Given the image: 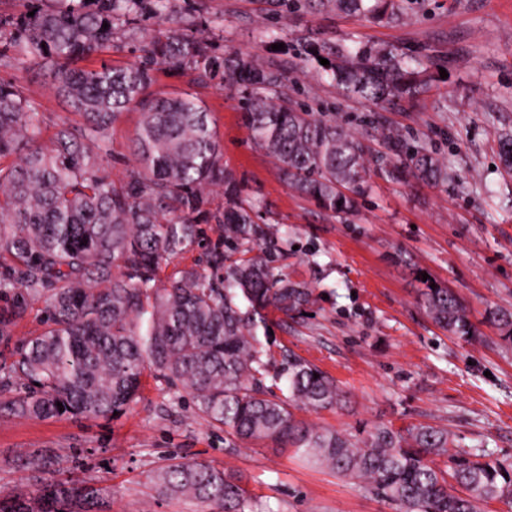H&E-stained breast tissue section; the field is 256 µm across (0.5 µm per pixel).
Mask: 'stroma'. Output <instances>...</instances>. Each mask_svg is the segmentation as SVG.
<instances>
[{
  "mask_svg": "<svg viewBox=\"0 0 512 512\" xmlns=\"http://www.w3.org/2000/svg\"><path fill=\"white\" fill-rule=\"evenodd\" d=\"M399 22L334 8L308 11L287 0H162L131 15L111 50L85 60L128 67L156 32L171 26L207 38L223 56L236 49L288 72L285 91L336 123L367 133L371 156L386 146L369 124L399 129L448 166L436 187L371 169L354 211L334 215L282 180L242 122L241 93L216 76L157 67L152 92H191L205 104L242 196L285 235L275 275L313 292L309 309L273 314L258 334L337 379L345 407L303 410L320 428L353 431L387 424L447 429L452 446L512 467V345L483 321L512 307V173L499 165L500 136L512 135V0H403ZM396 47L445 69L414 99L376 106L340 94L305 43ZM0 81L35 86L44 129L75 113L39 68L0 67ZM453 290L480 323L466 344L439 329L418 304L420 273ZM43 451L110 486L109 512H197L189 501L157 498L150 476L173 456L230 469L260 512H395L357 481L312 466L290 448L233 439L208 425L181 387L145 377L121 419L20 420L0 414V490L20 480L17 454Z\"/></svg>",
  "mask_w": 512,
  "mask_h": 512,
  "instance_id": "35a3bbf8",
  "label": "stroma"
}]
</instances>
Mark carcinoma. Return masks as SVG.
I'll return each instance as SVG.
<instances>
[{"mask_svg": "<svg viewBox=\"0 0 512 512\" xmlns=\"http://www.w3.org/2000/svg\"><path fill=\"white\" fill-rule=\"evenodd\" d=\"M143 2L59 0L32 16H0V63L49 68L82 117L77 125L61 119L45 137L34 99L0 81V341L9 343L35 304L41 312L40 328L0 354V412L113 420L134 404L148 371L181 385L210 426L241 441L293 448L362 481L397 512H486L490 502L512 499V469L451 451L443 428L383 424L353 435L298 418L301 410L340 405L346 391L293 354L271 375L275 360L258 328L271 311L300 312L312 291L272 273L280 229L258 222L244 204L203 102L151 92L153 72L166 65L220 73L242 87L256 144L291 188L334 214L353 211L367 190L364 137L289 98L282 72L237 51L216 57L206 40L175 28L155 35L134 66H74L112 46L119 22ZM332 2L373 20L403 17L400 0ZM311 56L329 61L325 71L340 92L375 105L410 99L433 78L431 63L396 48L316 45ZM129 109L139 115L132 160L116 180L108 171L112 127ZM381 135L388 152L377 159L380 171L430 186L448 181L434 150L409 147L390 130ZM215 188L224 190L222 207H213ZM204 224L222 226L235 255L215 247L211 272L185 268L160 285L171 258L202 244ZM420 305L439 328L468 343L480 339L450 289L425 288ZM486 321L512 342L511 309H491ZM282 378L284 399L274 391ZM441 455L446 470L434 464ZM19 462L59 478L34 492H0V512H103L109 488L65 474L60 458L29 453ZM154 482L159 494L195 499L205 512H255L239 481L203 460L171 457Z\"/></svg>", "mask_w": 512, "mask_h": 512, "instance_id": "1", "label": "carcinoma"}]
</instances>
